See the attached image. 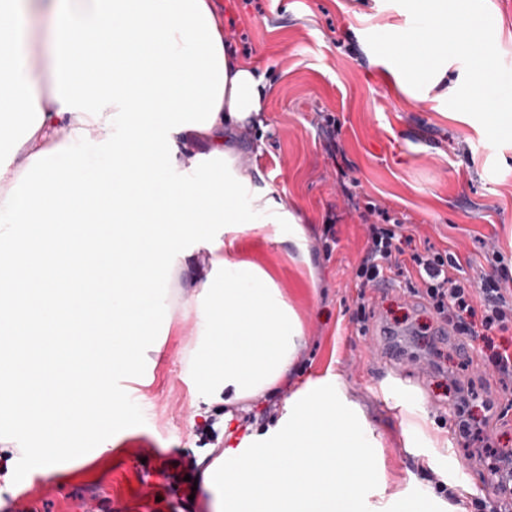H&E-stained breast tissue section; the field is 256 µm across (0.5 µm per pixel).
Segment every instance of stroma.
Here are the masks:
<instances>
[{
	"instance_id": "1",
	"label": "stroma",
	"mask_w": 512,
	"mask_h": 512,
	"mask_svg": "<svg viewBox=\"0 0 512 512\" xmlns=\"http://www.w3.org/2000/svg\"><path fill=\"white\" fill-rule=\"evenodd\" d=\"M224 39L243 61L258 67L269 86L262 126L247 141L263 140V183L297 219L306 250L241 228L234 250L270 273L299 316L304 344L286 377L266 394L229 406L196 402L186 381V355L197 339L191 322L175 315L163 324L162 354L147 366L137 403L145 423L121 432L111 453L54 474L28 473L0 491V512L23 491L35 490L32 512H74L88 495L101 512H140V464L177 477L203 478L199 458L214 460L224 446L274 428L289 400L311 384H336L374 431L387 494L431 493L434 472L467 494L491 495L493 483L463 446H449L454 419L452 384L479 381L483 369L464 364L453 344L442 345L445 370L419 347L413 334L431 317L405 291H359L351 279L366 240V226L352 213L348 194L372 200L402 221L421 245L459 252L479 276L482 254L494 247L512 254V143L484 153L482 125L447 107L464 66L440 69L437 85L416 90L396 67L369 48L371 33L407 30L410 15L395 0H221ZM336 119L334 133L322 115ZM335 155H328V140ZM334 227L338 243L324 253L322 238ZM364 297L369 329L350 322ZM404 376L400 403L381 390ZM266 421L242 420L265 405ZM214 420L222 438L204 445L198 428Z\"/></svg>"
}]
</instances>
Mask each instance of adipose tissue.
Returning a JSON list of instances; mask_svg holds the SVG:
<instances>
[{
    "instance_id": "1",
    "label": "adipose tissue",
    "mask_w": 512,
    "mask_h": 512,
    "mask_svg": "<svg viewBox=\"0 0 512 512\" xmlns=\"http://www.w3.org/2000/svg\"><path fill=\"white\" fill-rule=\"evenodd\" d=\"M58 0H0V202L33 155L69 144L77 129L95 141L107 137L104 121L84 112H65L57 100H44L42 78L54 67L53 26ZM225 88L216 119L208 129L175 133L179 170L196 155L225 153L237 176L257 184L262 173L252 151L232 137L259 122L267 86L255 66L224 49ZM183 276L179 309L194 325L199 343L189 372L205 402L233 404L272 388L288 371L302 341L294 308L275 280L253 262L237 258L230 244L199 247L178 258Z\"/></svg>"
}]
</instances>
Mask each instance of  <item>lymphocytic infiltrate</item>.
Returning <instances> with one entry per match:
<instances>
[{"label":"lymphocytic infiltrate","mask_w":512,"mask_h":512,"mask_svg":"<svg viewBox=\"0 0 512 512\" xmlns=\"http://www.w3.org/2000/svg\"><path fill=\"white\" fill-rule=\"evenodd\" d=\"M350 205L367 226L364 253L353 269L356 284L365 288L382 279L403 278L409 293L453 337L463 342L483 338L491 378L512 390V260L489 250L488 271L469 276L460 254L414 245L387 209L356 198ZM456 394V423L465 445L476 446L479 460L488 462L491 480L512 475V452L499 448L487 433L490 418L504 420V413L496 412L492 400L477 401L472 388H457Z\"/></svg>","instance_id":"lymphocytic-infiltrate-1"}]
</instances>
